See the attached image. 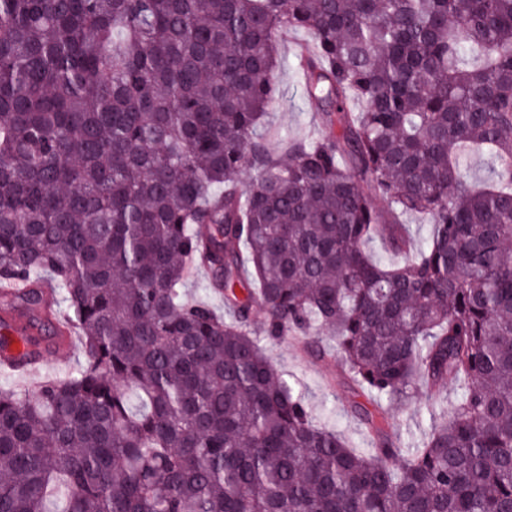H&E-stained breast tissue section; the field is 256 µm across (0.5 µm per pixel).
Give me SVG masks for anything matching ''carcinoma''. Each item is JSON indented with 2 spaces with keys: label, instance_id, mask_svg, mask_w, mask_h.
<instances>
[{
  "label": "carcinoma",
  "instance_id": "obj_1",
  "mask_svg": "<svg viewBox=\"0 0 512 512\" xmlns=\"http://www.w3.org/2000/svg\"><path fill=\"white\" fill-rule=\"evenodd\" d=\"M290 28L326 133L278 159ZM15 279L0 360L68 339L56 308L84 360L0 388V512H512V0H0ZM287 338L336 356L366 449L313 423ZM450 386L396 446L390 409ZM457 400L454 387L448 388L447 394L437 401L421 393L403 412H390L388 431L396 437L401 448H416L429 431L430 414L451 412Z\"/></svg>",
  "mask_w": 512,
  "mask_h": 512
}]
</instances>
